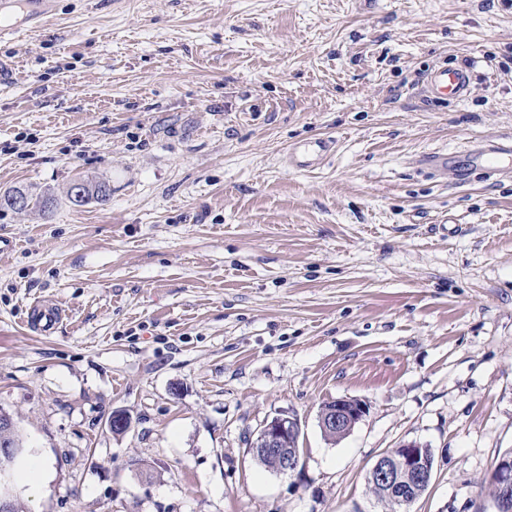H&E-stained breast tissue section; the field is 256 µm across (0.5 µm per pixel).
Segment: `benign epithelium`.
I'll return each mask as SVG.
<instances>
[{
  "label": "benign epithelium",
  "instance_id": "1",
  "mask_svg": "<svg viewBox=\"0 0 512 512\" xmlns=\"http://www.w3.org/2000/svg\"><path fill=\"white\" fill-rule=\"evenodd\" d=\"M368 405L357 398H338L324 404L318 414L321 432L333 430L348 435L367 415ZM300 422L289 412H281L266 421L255 440L253 451L271 456L279 474L294 472L299 465L298 439ZM11 448H0V512H13V495L3 491L8 486ZM433 461L428 448L416 441H405L383 454L370 469V475L394 502L409 507L427 487L432 478ZM500 490L496 501L497 512H512V456L500 458L493 473Z\"/></svg>",
  "mask_w": 512,
  "mask_h": 512
}]
</instances>
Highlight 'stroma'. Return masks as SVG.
Here are the masks:
<instances>
[{
  "label": "stroma",
  "mask_w": 512,
  "mask_h": 512,
  "mask_svg": "<svg viewBox=\"0 0 512 512\" xmlns=\"http://www.w3.org/2000/svg\"><path fill=\"white\" fill-rule=\"evenodd\" d=\"M0 39V410L25 512H385L376 460L434 455L410 512H495L512 451V0H56ZM473 67L461 101L425 74ZM329 137L309 169L291 147ZM455 153L436 175L419 156ZM108 182L72 205L69 183ZM36 304L63 317L28 328ZM369 411L339 442L321 406ZM130 418L113 433L114 411ZM299 419L300 463L250 442ZM42 466L38 484L22 472ZM467 153L476 163L483 164L487 170L495 171L501 164L511 162L512 140L509 139L507 144H500V146H493L485 150L468 149L465 151V154ZM14 192L24 193L28 199V202H27L26 197L22 196V195H17L12 199V204H13L14 208L19 211L26 210L27 203H28V207H29L28 209H33V208H37V207L47 208L48 205L52 203L51 198H48V197L33 198V195L29 194L28 190L22 189V188H17V189H14V190H11V191L5 193L3 195V197L1 196L0 206H6L7 208L14 209L13 206L9 203V197ZM300 433V422L290 412H281L271 420H267L255 440L250 443L252 451H259L266 455L256 453L253 455L254 460L265 469L276 471L278 474L294 472L299 465ZM267 455H270L275 463Z\"/></svg>",
  "instance_id": "obj_1"
}]
</instances>
